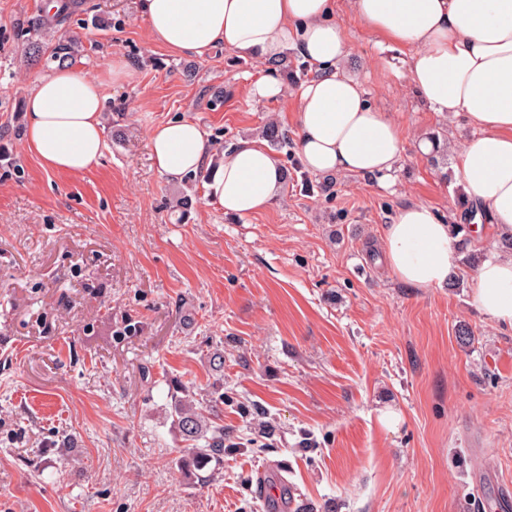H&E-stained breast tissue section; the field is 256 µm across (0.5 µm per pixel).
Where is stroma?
<instances>
[{"mask_svg":"<svg viewBox=\"0 0 512 512\" xmlns=\"http://www.w3.org/2000/svg\"><path fill=\"white\" fill-rule=\"evenodd\" d=\"M46 0H0V512H262L259 471L285 462L305 512H482L512 495V330L471 301L475 270L447 287L388 275L385 224L410 202L462 223L456 242L507 257L466 219L454 152L474 135L415 94L408 49L377 44L346 0V65L392 113L406 149L387 181L309 173L297 154V90L256 101L266 63L217 48L171 55L137 0H75L54 37L106 85V148L81 174L47 172L24 142L25 99L45 70L23 61ZM197 122L225 150L288 135L285 183L268 209L229 217L205 177L172 182L149 133ZM438 138L439 150L421 141ZM468 328L469 343L458 331ZM190 400L224 453L201 460L174 407ZM401 416L385 430L378 410Z\"/></svg>","mask_w":512,"mask_h":512,"instance_id":"35a3bbf8","label":"stroma"}]
</instances>
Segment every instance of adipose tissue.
I'll return each mask as SVG.
<instances>
[{
	"label": "adipose tissue",
	"mask_w": 512,
	"mask_h": 512,
	"mask_svg": "<svg viewBox=\"0 0 512 512\" xmlns=\"http://www.w3.org/2000/svg\"><path fill=\"white\" fill-rule=\"evenodd\" d=\"M151 38L171 54L205 58L216 46L253 55L270 68L253 87L256 100L285 95L273 64L292 48L314 75L301 85L299 156L315 175L337 172L385 178L405 152L390 113L369 101L345 61L348 41L336 0H137ZM360 25L383 41L412 48L409 76L434 112L465 117L474 137L455 152V177L466 209L495 234L512 236V0H349ZM104 82L74 67L40 76L25 102V143L52 173L80 174L105 149ZM158 171L177 180L202 170L210 146L186 119L149 134ZM284 171L269 149L242 141L225 153L207 195L229 216L267 209ZM391 275L415 288L444 287L459 264L452 228L427 205L401 207L384 228ZM472 300L493 322L512 328V257L483 260Z\"/></svg>",
	"instance_id": "adipose-tissue-1"
}]
</instances>
